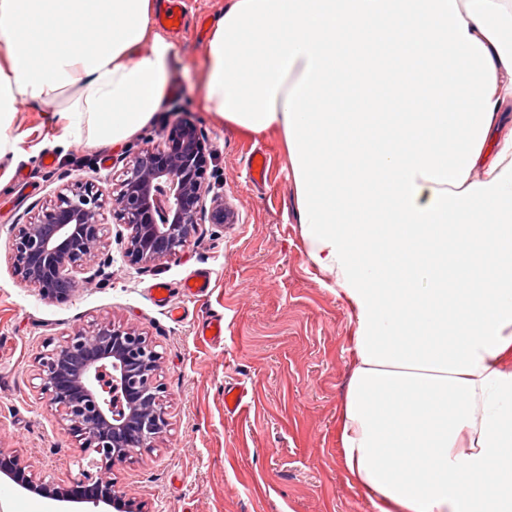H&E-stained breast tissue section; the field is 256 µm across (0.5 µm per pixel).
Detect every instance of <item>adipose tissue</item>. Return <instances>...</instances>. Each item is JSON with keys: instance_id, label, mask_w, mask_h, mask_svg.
<instances>
[{"instance_id": "1", "label": "adipose tissue", "mask_w": 512, "mask_h": 512, "mask_svg": "<svg viewBox=\"0 0 512 512\" xmlns=\"http://www.w3.org/2000/svg\"><path fill=\"white\" fill-rule=\"evenodd\" d=\"M160 0H0V128L118 144L164 101ZM201 106L285 145L352 322L341 464L378 512H512V0H227Z\"/></svg>"}]
</instances>
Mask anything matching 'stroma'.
I'll list each match as a JSON object with an SVG mask.
<instances>
[{
    "label": "stroma",
    "instance_id": "obj_1",
    "mask_svg": "<svg viewBox=\"0 0 512 512\" xmlns=\"http://www.w3.org/2000/svg\"><path fill=\"white\" fill-rule=\"evenodd\" d=\"M188 9L186 28L171 37L178 54L163 106L132 138L61 145L59 122L35 103L22 104L5 131L16 147L0 157V448L55 485L79 477L80 449L41 394L33 359L46 342L111 320L143 329L163 356L170 428L111 474L147 512H376L349 483L336 444L352 361L349 313L307 256L281 138L245 133L200 109L205 47L224 0H188ZM182 117L208 141L206 182L235 222L201 225L180 255L137 269L122 257L125 226L108 213L96 273L77 272L65 301L21 281L10 260L16 225L64 184L112 190L133 155ZM258 151L269 164L261 185L248 170ZM200 269L213 274L209 296L185 297L181 281ZM159 281L174 287L182 321L154 304ZM216 314L223 339L202 337L204 319ZM229 385L247 392L232 416L224 411Z\"/></svg>",
    "mask_w": 512,
    "mask_h": 512
}]
</instances>
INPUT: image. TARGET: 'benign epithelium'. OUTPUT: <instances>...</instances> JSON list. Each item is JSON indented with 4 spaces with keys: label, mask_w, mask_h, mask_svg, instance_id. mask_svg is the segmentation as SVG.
<instances>
[{
    "label": "benign epithelium",
    "mask_w": 512,
    "mask_h": 512,
    "mask_svg": "<svg viewBox=\"0 0 512 512\" xmlns=\"http://www.w3.org/2000/svg\"><path fill=\"white\" fill-rule=\"evenodd\" d=\"M207 150L194 122L181 118L163 141L126 164L117 194L77 181L60 188L14 234L11 261L17 276L46 298L63 301L75 273L98 256L104 211L125 224L123 258L130 266L157 265L179 255L202 224L234 221L224 194L204 186ZM162 355L150 336L104 321L48 343L34 358L41 394L60 412L63 429L79 442L82 479L68 487L46 482L18 455L0 448V477L85 512H143L109 472L133 448H153L169 427Z\"/></svg>",
    "instance_id": "1"
}]
</instances>
